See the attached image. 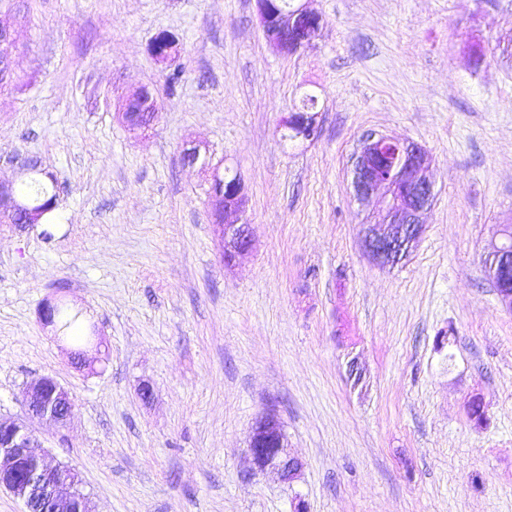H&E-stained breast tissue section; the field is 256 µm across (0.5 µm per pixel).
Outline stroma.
<instances>
[{"label":"stroma","mask_w":512,"mask_h":512,"mask_svg":"<svg viewBox=\"0 0 512 512\" xmlns=\"http://www.w3.org/2000/svg\"><path fill=\"white\" fill-rule=\"evenodd\" d=\"M307 6L322 34L282 57L255 0H0L18 78L0 180L34 159L61 187L53 223H0V420L95 512H292L297 494L309 512H512V313L482 262L512 226V0ZM163 31L172 87L149 51ZM141 84L161 111L132 134L119 105ZM308 93L319 137L283 139ZM369 131L432 158L424 233L385 268L351 187ZM193 143L245 182L254 245L229 266ZM55 300L82 314L84 363L40 319ZM42 376L72 396L66 425L24 404ZM268 412L304 463L295 486L252 471Z\"/></svg>","instance_id":"35a3bbf8"}]
</instances>
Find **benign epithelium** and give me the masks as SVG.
Wrapping results in <instances>:
<instances>
[{
    "label": "benign epithelium",
    "instance_id": "1",
    "mask_svg": "<svg viewBox=\"0 0 512 512\" xmlns=\"http://www.w3.org/2000/svg\"><path fill=\"white\" fill-rule=\"evenodd\" d=\"M259 26L271 48L282 56L298 53L313 44L322 28V17L296 0L290 10L279 8L277 0H255ZM154 59L167 64L180 53L176 38L159 33L150 45ZM160 103L156 92L138 87L122 99L119 117L132 133L149 128L158 118ZM281 124L292 127L304 139L314 137L317 115L295 124V115L286 114ZM184 164L200 165L211 171L209 197L215 226L227 264L246 254L253 245L248 224L224 221V216L244 211L246 188L241 175L221 173L202 158L193 146L184 151ZM431 157L422 147L387 134L370 131L361 137L352 157L354 198L361 204L385 192L372 220L362 225L365 252L377 265L386 267L404 259L419 242L424 231L423 217L431 208L434 190L428 171ZM35 213L15 192V183L0 182V219L13 224L33 223ZM491 278L512 272V227L499 230L487 252ZM23 399L32 415L63 425L72 400L53 378L43 376L26 385ZM248 454L257 472L271 471L291 484L300 478L303 463L288 452V437L277 419L267 413L257 420L248 445ZM65 467L51 468L36 451L33 434L14 422L0 421V490H6L33 512V498H40L46 512H93L88 498L64 477Z\"/></svg>",
    "mask_w": 512,
    "mask_h": 512
}]
</instances>
